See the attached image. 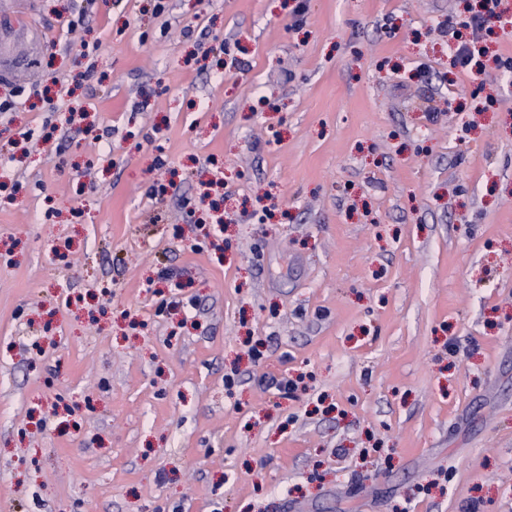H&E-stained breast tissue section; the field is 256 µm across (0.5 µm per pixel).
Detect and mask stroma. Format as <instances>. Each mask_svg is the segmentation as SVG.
<instances>
[{
  "mask_svg": "<svg viewBox=\"0 0 512 512\" xmlns=\"http://www.w3.org/2000/svg\"><path fill=\"white\" fill-rule=\"evenodd\" d=\"M155 4L37 0L0 85V512H512V72L454 65L463 0Z\"/></svg>",
  "mask_w": 512,
  "mask_h": 512,
  "instance_id": "1",
  "label": "stroma"
}]
</instances>
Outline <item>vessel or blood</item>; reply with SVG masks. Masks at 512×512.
I'll list each match as a JSON object with an SVG mask.
<instances>
[{
	"label": "vessel or blood",
	"instance_id": "b4317fda",
	"mask_svg": "<svg viewBox=\"0 0 512 512\" xmlns=\"http://www.w3.org/2000/svg\"><path fill=\"white\" fill-rule=\"evenodd\" d=\"M23 33L26 48L16 52H0V82L14 81L19 72L30 65L43 36L31 6L16 4L15 0H0V39H9L14 33Z\"/></svg>",
	"mask_w": 512,
	"mask_h": 512
}]
</instances>
